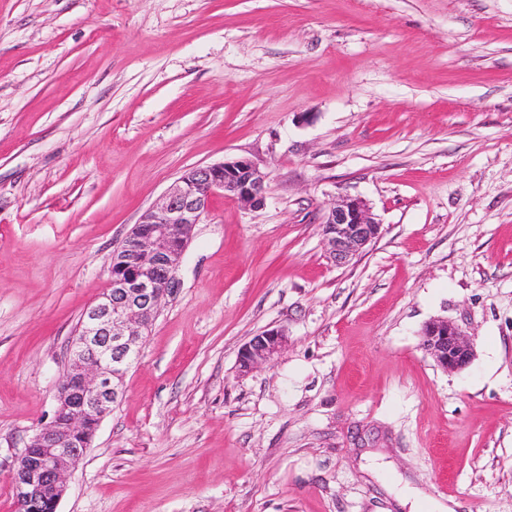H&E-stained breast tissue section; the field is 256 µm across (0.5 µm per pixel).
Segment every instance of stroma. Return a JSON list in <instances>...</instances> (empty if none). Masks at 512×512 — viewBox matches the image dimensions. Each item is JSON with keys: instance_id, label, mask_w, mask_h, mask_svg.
<instances>
[{"instance_id": "obj_1", "label": "stroma", "mask_w": 512, "mask_h": 512, "mask_svg": "<svg viewBox=\"0 0 512 512\" xmlns=\"http://www.w3.org/2000/svg\"><path fill=\"white\" fill-rule=\"evenodd\" d=\"M238 157L264 206L213 198L57 512H512V0H0V512L113 250ZM326 254L331 262H349L382 233L369 207L358 198H346L329 208L322 221ZM422 347L446 372L459 371L474 357L473 340L448 320L433 319L421 329ZM287 343L288 337L281 330H269L253 336L239 352V373L247 375L263 365H269Z\"/></svg>"}]
</instances>
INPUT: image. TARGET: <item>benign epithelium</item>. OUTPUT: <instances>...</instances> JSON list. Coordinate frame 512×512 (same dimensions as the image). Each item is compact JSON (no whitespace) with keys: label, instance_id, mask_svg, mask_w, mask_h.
<instances>
[{"label":"benign epithelium","instance_id":"1","mask_svg":"<svg viewBox=\"0 0 512 512\" xmlns=\"http://www.w3.org/2000/svg\"><path fill=\"white\" fill-rule=\"evenodd\" d=\"M266 180L246 158L190 168L142 215L125 246L112 252L106 288L83 312L71 340L53 419L16 461L15 512H37L44 503L57 512L68 474L90 447L87 423H101L123 396V379L140 355L143 336L162 301L178 291L182 258L212 198L221 194L258 209L266 202ZM322 232L329 260L342 265L378 239L382 228L362 200L346 198L325 213ZM420 336L425 352L446 372L465 368L474 357L473 340L447 320L427 322ZM287 343L280 330L252 337L239 352V373L272 363Z\"/></svg>","mask_w":512,"mask_h":512}]
</instances>
